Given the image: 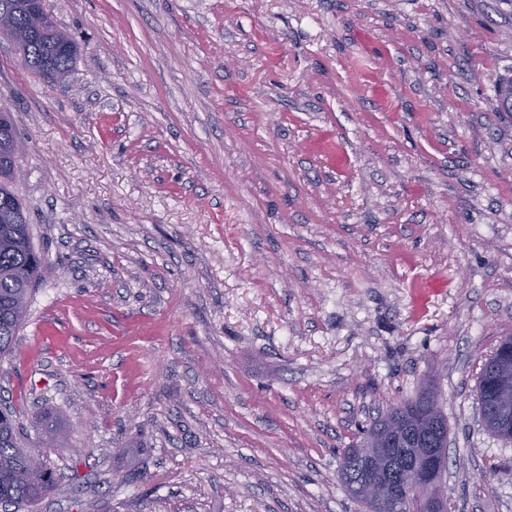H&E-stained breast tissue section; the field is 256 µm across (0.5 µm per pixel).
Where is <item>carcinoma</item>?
I'll return each mask as SVG.
<instances>
[{
    "mask_svg": "<svg viewBox=\"0 0 512 512\" xmlns=\"http://www.w3.org/2000/svg\"><path fill=\"white\" fill-rule=\"evenodd\" d=\"M0 36L19 44L28 68L44 77L62 80L68 77L79 58V46L67 32L58 29L45 10L44 0H0ZM512 97V77H503L497 83V98L505 112ZM18 152L17 134L10 113L0 111V355L13 352L14 337L24 324L30 296L44 268L45 257L34 245L30 224L23 203L13 189L15 169L12 156ZM499 344L484 363L477 382L478 396H487L493 404L501 395L512 405V372L499 376L491 371V364L502 354ZM439 402L437 392L427 386L413 399L404 401L374 421L368 433L380 432L394 424L401 433L395 436L400 451L409 455L416 450L414 439L430 436L439 424H447L441 407L431 408L430 402ZM486 430L503 441H512V429L497 419L496 413L487 415ZM30 452L21 447L20 427L13 412L0 410V507L14 512L39 500L53 483V473L42 464L28 468ZM366 471L360 449H348L341 461L339 478L349 493L352 483Z\"/></svg>",
    "mask_w": 512,
    "mask_h": 512,
    "instance_id": "1",
    "label": "carcinoma"
}]
</instances>
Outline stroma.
Returning <instances> with one entry per match:
<instances>
[{
	"instance_id": "obj_1",
	"label": "stroma",
	"mask_w": 512,
	"mask_h": 512,
	"mask_svg": "<svg viewBox=\"0 0 512 512\" xmlns=\"http://www.w3.org/2000/svg\"><path fill=\"white\" fill-rule=\"evenodd\" d=\"M46 7L66 83L0 37L46 256L0 357L55 477L22 512H365L343 452L425 381L448 512H512L476 390L512 335V0Z\"/></svg>"
}]
</instances>
